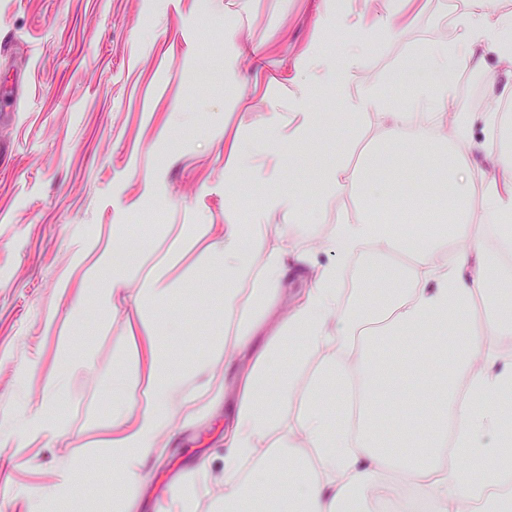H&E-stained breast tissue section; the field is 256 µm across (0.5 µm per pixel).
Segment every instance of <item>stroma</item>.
<instances>
[{
    "instance_id": "obj_1",
    "label": "stroma",
    "mask_w": 512,
    "mask_h": 512,
    "mask_svg": "<svg viewBox=\"0 0 512 512\" xmlns=\"http://www.w3.org/2000/svg\"><path fill=\"white\" fill-rule=\"evenodd\" d=\"M372 8L371 0H343L334 14L323 0H0V428L19 429L49 398L50 379H65L62 435L0 447V512L40 504L70 465L78 493L50 502L49 512H115L112 454L96 442L111 420L105 390L145 275L170 258L168 311L179 331L162 322L158 333L171 362L201 363L209 337L235 335L224 284L199 290L205 256L180 238L181 227L223 223L228 210L249 223L262 192L226 199L225 138L261 145L267 113L288 115L301 94L294 59L344 53L350 26ZM465 8V0H417L398 34L366 48L354 84L382 78L413 51L455 42ZM506 72L488 53L457 77L480 91L477 101L455 102L474 141L487 143L471 155L478 170H491L498 147L484 132L485 116L501 109L488 83ZM314 106L329 128L321 154L343 152L359 169L381 134L375 115L358 116L340 140L335 92ZM360 207L354 196L328 198L296 231L328 239ZM117 238L137 250L139 273L116 291L114 309L102 310L81 282ZM381 261L402 259L367 250L341 262L337 286L350 315H368L366 275ZM85 326L96 333L82 341ZM62 336L77 339L64 353ZM223 381L219 364L191 382L200 413L173 423L139 484L125 490L134 512H157L175 487L191 492L194 512H215L224 430L236 412L233 395L211 399L210 386Z\"/></svg>"
}]
</instances>
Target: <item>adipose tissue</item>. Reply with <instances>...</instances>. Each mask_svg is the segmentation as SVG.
Here are the masks:
<instances>
[{"instance_id": "adipose-tissue-1", "label": "adipose tissue", "mask_w": 512, "mask_h": 512, "mask_svg": "<svg viewBox=\"0 0 512 512\" xmlns=\"http://www.w3.org/2000/svg\"><path fill=\"white\" fill-rule=\"evenodd\" d=\"M512 58V14L494 12L488 0H468L458 41L407 55L390 73L391 81H417L408 111H398L375 84L350 91L348 83L362 58L353 46L334 59L314 63L300 57L297 70L308 82L295 107L296 124L282 134L278 113L267 118L269 135L261 147L264 170L253 180L265 186L261 206L247 224H186L182 235L203 237L210 266L224 269V316L237 321L233 340L209 343V360L234 363L245 356L260 318L281 296L284 259L308 260L307 242L293 230L303 213L304 197L279 189L281 172L298 160L300 149L322 132L313 112L311 93L335 88L342 96L343 124L365 113L376 114L382 127L381 145L364 158L361 173H350L344 160L319 168L320 189L314 202L360 196L359 214L336 226L322 246L336 263L317 267L314 285L278 326L265 349L247 359L231 383L216 387L215 397L234 394L237 410L226 434L224 512H370L371 500H395L405 494L428 502L433 512H467L512 467V358L500 354L494 342L512 339V125L491 122L499 142L491 158L495 173L478 177L469 157L476 147L465 116L449 120L455 103L449 74L480 65L485 54ZM482 196V221L497 219L502 230L496 247H478L471 232L470 200ZM411 199L426 223L442 225L439 235L398 233L382 216L395 202ZM278 216L272 247L254 240L269 216ZM413 257L412 266H374L370 280L386 304L371 326L347 315L336 286L339 259L363 249ZM133 253L124 246L100 254L84 281L94 287V300L107 307L123 278L132 274ZM258 270L248 305L252 317L238 311V281ZM418 280L404 287L405 277ZM483 302L489 336L474 333L470 314ZM126 359L112 368L109 404L112 432L104 447L112 452L113 469L125 483H135L146 461L160 448L172 423L196 413L190 379L199 368L171 370L163 358L152 318L146 313L127 317ZM320 356L308 387L309 403L296 431L282 438L288 450V472L273 479L279 457L264 451L266 437L280 428L276 406L287 403L308 353ZM428 392L430 408L415 428L381 429L380 422L397 398L402 378ZM140 387L131 396L130 384ZM315 453L314 466L302 461L301 449ZM453 463H445V455ZM486 464L483 482L461 480L471 458ZM262 463L259 479L240 481L244 466Z\"/></svg>"}]
</instances>
